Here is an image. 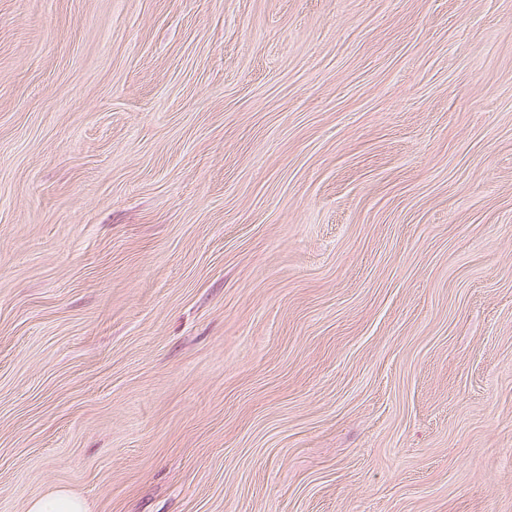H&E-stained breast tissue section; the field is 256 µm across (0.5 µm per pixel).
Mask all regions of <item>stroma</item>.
Masks as SVG:
<instances>
[{
    "instance_id": "35a3bbf8",
    "label": "stroma",
    "mask_w": 512,
    "mask_h": 512,
    "mask_svg": "<svg viewBox=\"0 0 512 512\" xmlns=\"http://www.w3.org/2000/svg\"><path fill=\"white\" fill-rule=\"evenodd\" d=\"M512 512V0H0V512ZM28 512H87V506L74 494L53 490L33 500Z\"/></svg>"
}]
</instances>
